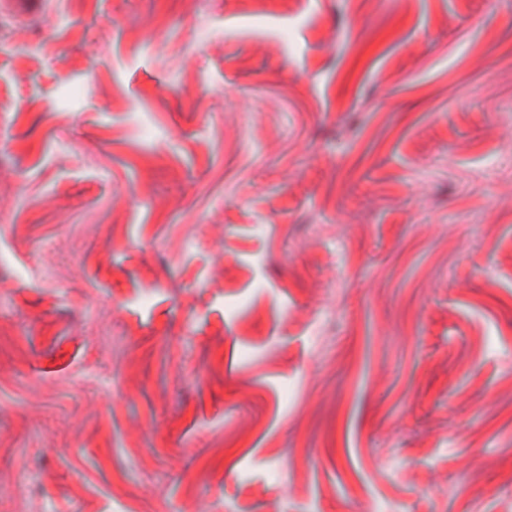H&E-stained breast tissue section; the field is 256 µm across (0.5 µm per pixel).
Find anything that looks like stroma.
I'll list each match as a JSON object with an SVG mask.
<instances>
[{"label":"stroma","mask_w":512,"mask_h":512,"mask_svg":"<svg viewBox=\"0 0 512 512\" xmlns=\"http://www.w3.org/2000/svg\"><path fill=\"white\" fill-rule=\"evenodd\" d=\"M0 469L512 512V0H0Z\"/></svg>","instance_id":"obj_1"}]
</instances>
